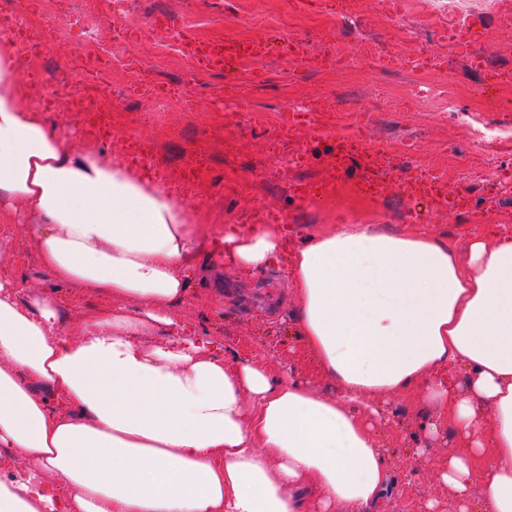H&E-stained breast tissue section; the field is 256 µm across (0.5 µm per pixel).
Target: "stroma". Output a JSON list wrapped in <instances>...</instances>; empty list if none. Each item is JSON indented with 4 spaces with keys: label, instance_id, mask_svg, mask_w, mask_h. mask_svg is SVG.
<instances>
[{
    "label": "stroma",
    "instance_id": "stroma-1",
    "mask_svg": "<svg viewBox=\"0 0 512 512\" xmlns=\"http://www.w3.org/2000/svg\"><path fill=\"white\" fill-rule=\"evenodd\" d=\"M7 6L18 20L32 18L58 30L41 65L23 55L18 67L22 82L35 85L44 115L71 140L88 132L86 117L68 101L79 88L71 77L82 71L77 50L85 34L97 33L104 49L120 52L114 80L125 94L117 106L129 133L150 149L145 175L156 179L162 169L175 175L174 185L187 193L195 223L208 232L242 226L244 216L256 210L275 215L295 240L313 225L355 220L382 225L391 234L426 224L460 249L471 228L512 231V141L501 134L506 117L499 112L474 117L466 98L457 100L454 113L442 112L428 93L446 78L471 88L487 86V71L473 70L467 57L449 58L445 67L420 77V93L411 99L405 95L411 81L407 74L381 73L365 60L350 71L327 72L315 61L324 51L346 55L359 44L431 50L442 43L449 18L434 24L416 8L387 20L379 0H332L325 13L313 0H135L129 13L115 18L102 12L97 0H79L77 12L65 20L47 10L45 0H8ZM472 7L474 49L485 55L488 70L512 73V51H494L488 43L498 20L496 0H474ZM340 12L355 14L356 26L342 25L336 18ZM174 30L203 40L245 42L256 74L232 66L187 81L175 47L168 44ZM291 39L307 45L312 62L296 69L277 54V47ZM149 82L168 86L171 98L161 104L144 94ZM325 97L334 101L335 111L299 125L292 143L306 149L307 158L289 162L271 139L274 125L289 102ZM373 101L375 117L363 118V107ZM350 135L360 136L370 149L398 150L385 195H375L355 159L347 176L327 179V169L336 162L334 138ZM419 168L434 170L458 187L468 207L452 209L445 201L410 193L407 183ZM488 198L495 207L480 215ZM12 243V275L20 294L60 295L69 302L72 319L93 312L94 296L59 284L41 268L27 225H16ZM199 263L203 271L175 307L176 318L223 340L227 361L282 365L317 392L335 395V382L314 369L294 323L284 318L293 306L284 278L272 269L242 276L216 254L201 256ZM381 406L386 421L378 438L390 488L367 512H427L429 501L447 503L448 490L435 471L458 445L452 429L443 426L430 435L431 409L416 398L389 396Z\"/></svg>",
    "mask_w": 512,
    "mask_h": 512
}]
</instances>
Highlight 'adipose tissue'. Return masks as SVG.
Listing matches in <instances>:
<instances>
[{
  "label": "adipose tissue",
  "mask_w": 512,
  "mask_h": 512,
  "mask_svg": "<svg viewBox=\"0 0 512 512\" xmlns=\"http://www.w3.org/2000/svg\"><path fill=\"white\" fill-rule=\"evenodd\" d=\"M17 56L1 34L0 225H30L41 267L109 305L69 322L59 300L20 295L0 237V512H366L388 482L379 400L414 390L460 443L438 481L512 512L511 232L472 231L461 255L423 229L320 224L293 248L278 224L227 229L239 271L283 269L337 394L227 363L172 315L208 236L167 186L92 139L71 146ZM161 329L170 341L145 344ZM452 365L464 388L440 378Z\"/></svg>",
  "instance_id": "ef3b65f1"
}]
</instances>
